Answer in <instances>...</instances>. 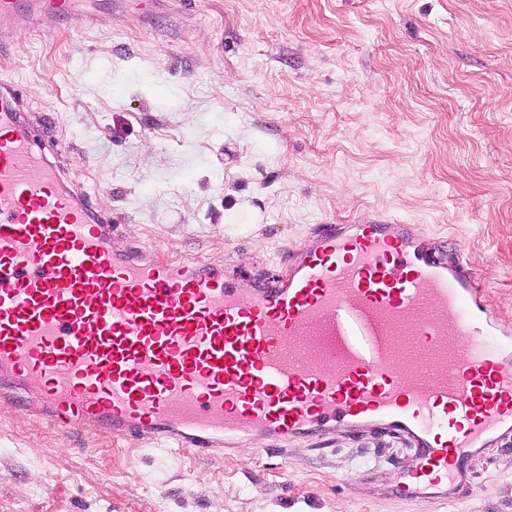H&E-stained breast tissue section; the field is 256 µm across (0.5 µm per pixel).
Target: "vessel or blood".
<instances>
[{"mask_svg":"<svg viewBox=\"0 0 512 512\" xmlns=\"http://www.w3.org/2000/svg\"><path fill=\"white\" fill-rule=\"evenodd\" d=\"M102 3L0 0V21L94 26ZM53 146L0 81L1 403L197 455L374 427L409 452L389 495L420 503L470 497V459L512 442V331L462 248L390 218L315 225L262 276L161 262L115 248Z\"/></svg>","mask_w":512,"mask_h":512,"instance_id":"1","label":"vessel or blood"}]
</instances>
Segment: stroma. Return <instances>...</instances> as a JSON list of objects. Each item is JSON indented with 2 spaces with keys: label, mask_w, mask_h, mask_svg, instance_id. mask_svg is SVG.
<instances>
[{
  "label": "stroma",
  "mask_w": 512,
  "mask_h": 512,
  "mask_svg": "<svg viewBox=\"0 0 512 512\" xmlns=\"http://www.w3.org/2000/svg\"><path fill=\"white\" fill-rule=\"evenodd\" d=\"M52 125L118 248L261 275L317 224L393 215L466 248L512 325V0H190L51 35L0 24V80ZM395 439L336 426L197 456L0 404V512H512V446L460 502L389 498Z\"/></svg>",
  "instance_id": "35a3bbf8"
}]
</instances>
